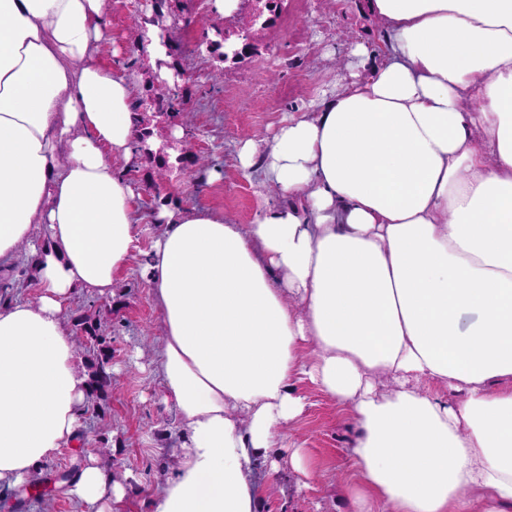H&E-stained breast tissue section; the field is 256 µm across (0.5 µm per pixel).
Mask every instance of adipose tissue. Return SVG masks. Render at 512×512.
<instances>
[{"instance_id": "ef3b65f1", "label": "adipose tissue", "mask_w": 512, "mask_h": 512, "mask_svg": "<svg viewBox=\"0 0 512 512\" xmlns=\"http://www.w3.org/2000/svg\"><path fill=\"white\" fill-rule=\"evenodd\" d=\"M387 32L267 141L251 224L158 212L154 363L185 439L154 512H258L254 468L314 383L356 429L355 512H512V0H367ZM108 0H0V272L46 229L37 298L0 304V499L90 402L62 315L137 249L136 74ZM120 165H113V158ZM71 495L112 512L96 457Z\"/></svg>"}]
</instances>
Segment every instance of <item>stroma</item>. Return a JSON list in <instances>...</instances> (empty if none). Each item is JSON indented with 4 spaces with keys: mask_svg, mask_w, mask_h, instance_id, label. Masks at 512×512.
<instances>
[{
    "mask_svg": "<svg viewBox=\"0 0 512 512\" xmlns=\"http://www.w3.org/2000/svg\"><path fill=\"white\" fill-rule=\"evenodd\" d=\"M365 2L284 0L263 29L250 25L246 15L213 11L211 0H184L183 13L192 22L182 38L194 53L184 61L188 76L178 88L187 114L176 124L185 134L164 141L169 207L189 202L223 213L230 223L250 224L264 208L280 203L274 191L246 178L238 158L240 143L249 137L271 138L285 119L307 111L323 92L334 90L338 62L353 44L383 41L385 33L367 17ZM149 9L150 0H112L108 39L100 56L104 64L141 77L154 68V60L135 48L138 22ZM218 27L233 43L250 31L255 51L217 63L205 43ZM184 153L205 157L208 169L182 168L176 158ZM67 306L99 315L112 347L117 386L83 417L82 448L61 449L37 467L44 496L24 498L10 512H80L79 502L54 476L81 467L89 454L98 456L127 489L113 512H153L152 491L171 473L183 438L173 408L162 400L152 363L151 345L160 337L161 325L147 270L132 264L120 274L112 297L78 290ZM298 390L306 398V409L287 427L281 446L268 452L280 464L279 473L271 474L268 464L255 468L260 512H351L347 450L355 429L313 384L303 382ZM297 447L304 450L311 475L289 467Z\"/></svg>",
    "mask_w": 512,
    "mask_h": 512,
    "instance_id": "35a3bbf8",
    "label": "stroma"
}]
</instances>
